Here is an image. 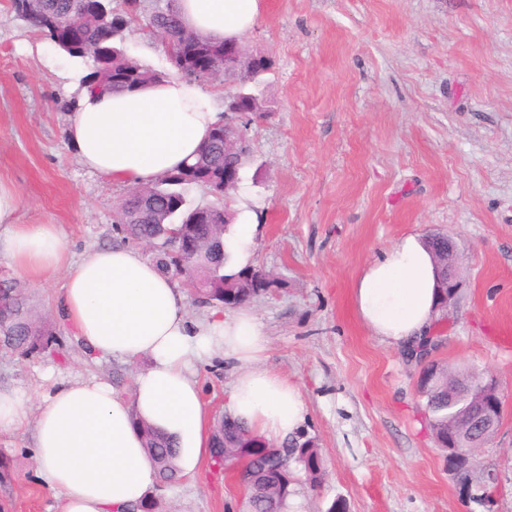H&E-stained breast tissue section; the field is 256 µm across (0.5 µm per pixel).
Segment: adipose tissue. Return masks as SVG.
<instances>
[{
	"instance_id": "1",
	"label": "adipose tissue",
	"mask_w": 512,
	"mask_h": 512,
	"mask_svg": "<svg viewBox=\"0 0 512 512\" xmlns=\"http://www.w3.org/2000/svg\"><path fill=\"white\" fill-rule=\"evenodd\" d=\"M179 10L188 28L221 41L255 25L261 0H179ZM221 119L212 94L170 78L134 92L81 93L68 138L89 170L137 186L192 161ZM19 204L16 191L0 184V254L14 271L31 279L63 274L62 318L91 357L149 361L126 393L95 377L59 385L32 423L23 394L0 390V430L30 428L37 477L62 512H131L154 491L136 415L173 436L180 468L195 474L209 454V414L195 378L206 359L238 366L229 414L274 444L299 429L300 391L260 367L268 341L249 309L191 319L184 291L155 262L120 245L72 260L59 225L15 223ZM353 301L373 336L415 346L439 315L436 264L423 237L405 236L367 263Z\"/></svg>"
}]
</instances>
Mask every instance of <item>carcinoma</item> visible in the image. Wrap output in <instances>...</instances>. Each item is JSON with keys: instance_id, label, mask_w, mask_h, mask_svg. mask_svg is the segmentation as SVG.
<instances>
[{"instance_id": "obj_1", "label": "carcinoma", "mask_w": 512, "mask_h": 512, "mask_svg": "<svg viewBox=\"0 0 512 512\" xmlns=\"http://www.w3.org/2000/svg\"><path fill=\"white\" fill-rule=\"evenodd\" d=\"M13 7L59 51L72 58H89L94 62V68L80 80V92L98 91L104 74L111 71L123 79L127 92L165 78L164 74L144 67L123 47L115 45L123 41L132 21L140 16L137 0H124L118 8L105 0H41L34 9L28 0H13ZM163 7L161 13L144 16L143 25L158 39L165 52L176 51L185 36L193 38L201 47L216 45L185 27L176 0H165ZM232 44L237 46L235 56L241 62L239 66L220 56L216 60V72L210 78H196L185 66H177L175 71L197 85L221 79L237 83L234 96L240 110L249 113V121L239 127L244 146L235 156H224V147L217 137L221 125H216L194 162L154 183L138 187L148 205L143 208L139 199L127 197L117 207L115 220L122 225L121 241L133 240L155 248V261L166 272L175 276L177 269L187 264L188 271L182 279L195 300L230 308L259 295L256 278L263 276V271L250 265L237 273L224 274L227 260L224 232L233 219L228 200L237 190L235 186L224 188V169L232 167L239 171L250 158V123L267 114L258 90L260 78L273 67L270 58L246 52L236 40ZM189 184L204 188L213 197L208 204L212 212L210 221L197 223V208L186 205L183 186ZM428 245L442 283L447 278L448 237L430 235ZM0 333L3 334L0 345L26 355L39 354L56 342L53 332L32 312L23 289L9 282L0 290ZM447 372L446 368L440 370L431 383L420 386V393L426 400L427 425L441 447L448 443V426L458 424L466 415L465 406L448 400ZM133 424L142 435L143 448L154 463L158 481L167 484L177 480L180 470L176 465V441L140 419H133ZM256 438L245 422L229 415L218 418L211 435L213 463L218 466L233 461L242 463L247 512H285L290 489L280 483V478L281 473L289 471L292 462L301 466L310 486L322 483L324 459L315 441L295 439L275 450L253 447Z\"/></svg>"}]
</instances>
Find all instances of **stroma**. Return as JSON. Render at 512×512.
Wrapping results in <instances>:
<instances>
[{"instance_id":"1","label":"stroma","mask_w":512,"mask_h":512,"mask_svg":"<svg viewBox=\"0 0 512 512\" xmlns=\"http://www.w3.org/2000/svg\"><path fill=\"white\" fill-rule=\"evenodd\" d=\"M274 66L269 108L249 127L250 158L229 206L256 227L254 266L273 288L249 302L268 347L260 365L298 386V434L322 451L310 487L292 467L288 512H512V0H262L240 39ZM124 46L173 74L149 30ZM89 61L60 52L0 0V183L20 197V224L60 225L74 258L118 239L115 211L130 187L89 173L67 139L69 76ZM448 235L458 294L432 333L428 360L381 342L360 322L353 287L371 260L410 234ZM20 283L58 340L46 352L0 348V388L24 390L36 418L58 382L99 376L121 391L147 359L94 360L57 314L62 277L20 279L0 257V281ZM497 377L506 399L479 466L499 476L472 499L424 427L426 361ZM211 416L226 411L237 366H196ZM28 430L0 432L5 512H60L40 484ZM161 512H246L232 465L157 490Z\"/></svg>"}]
</instances>
